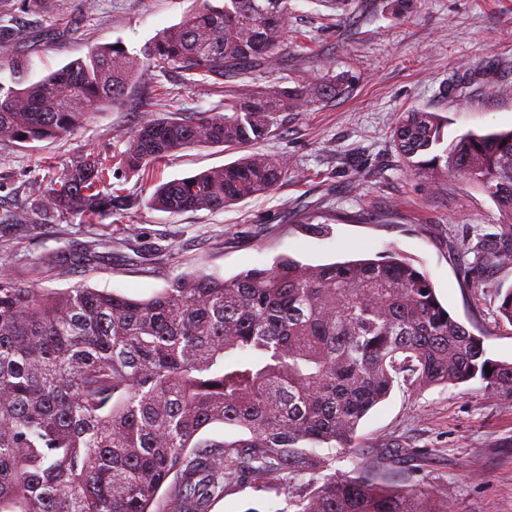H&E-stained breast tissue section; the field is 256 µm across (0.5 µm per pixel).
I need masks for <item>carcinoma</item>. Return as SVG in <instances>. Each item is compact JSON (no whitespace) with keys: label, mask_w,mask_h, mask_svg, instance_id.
I'll return each mask as SVG.
<instances>
[{"label":"carcinoma","mask_w":512,"mask_h":512,"mask_svg":"<svg viewBox=\"0 0 512 512\" xmlns=\"http://www.w3.org/2000/svg\"><path fill=\"white\" fill-rule=\"evenodd\" d=\"M291 0H223L188 11L136 54L107 45L37 81L23 63L0 84V141L58 139L133 81L179 68L216 88L279 51ZM24 39L0 24V54ZM336 76L278 83L224 111L153 115L128 136L134 172L196 146L249 148L224 166L168 181L151 206L221 211L272 190L287 169L259 149L275 114L345 94ZM436 112L411 110L392 136L407 169L463 176L512 219V131L445 141ZM110 166L80 157L43 189L58 216L112 214ZM512 263V236L475 257ZM480 379L512 392V362L487 357L484 337L450 315L426 272L391 254L302 264L280 257L231 278L194 269L145 299L74 287H22L0 274V512H209L246 480L288 488L315 477L277 512H447L416 484L385 487L368 468L327 474L316 449L354 448L361 420L401 384L420 390ZM214 424L229 440L202 437Z\"/></svg>","instance_id":"carcinoma-1"}]
</instances>
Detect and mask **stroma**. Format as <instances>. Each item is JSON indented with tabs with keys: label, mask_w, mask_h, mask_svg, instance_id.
I'll use <instances>...</instances> for the list:
<instances>
[{
	"label": "stroma",
	"mask_w": 512,
	"mask_h": 512,
	"mask_svg": "<svg viewBox=\"0 0 512 512\" xmlns=\"http://www.w3.org/2000/svg\"><path fill=\"white\" fill-rule=\"evenodd\" d=\"M278 57L238 79L239 92L270 80L294 87L343 75L346 95L280 112L263 152L287 170L271 191L220 212L171 214L149 208L156 184L219 167L239 149L194 147L158 164L142 180L119 160L144 100L168 92L166 112H220L222 96L189 82L180 70L137 80L118 108L104 107L40 150L0 143V269L18 284L62 291L76 286L146 298L195 268L231 277L289 256L308 264L393 251L430 276L450 314L485 336L495 360H512V327L498 319V290L512 287V265L466 272L467 248L493 246L512 223L469 179L435 182L409 173L390 131L405 111L440 113L446 138L467 131L512 129V0H413L408 13L383 0H352L348 16L294 0ZM194 0H48L45 10L11 11L10 21L44 50L32 57L38 80L95 47L123 44L138 52L180 22ZM96 153L122 189V209L99 221L45 214L36 182L78 156ZM93 249L91 261L77 256ZM358 449H327L337 476L355 459L384 483H420L448 512H512V393L474 380L413 391L394 388L361 421ZM414 448L413 462L384 459L383 449ZM308 477L275 484L244 482L209 512H278Z\"/></svg>",
	"instance_id": "obj_1"
}]
</instances>
